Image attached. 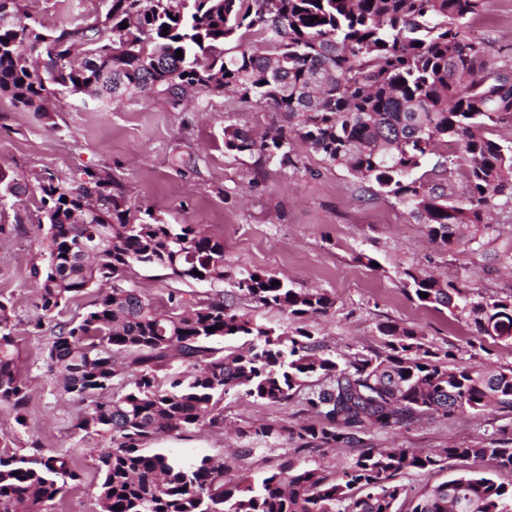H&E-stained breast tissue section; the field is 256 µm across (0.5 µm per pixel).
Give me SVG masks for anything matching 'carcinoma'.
<instances>
[{
    "instance_id": "carcinoma-1",
    "label": "carcinoma",
    "mask_w": 512,
    "mask_h": 512,
    "mask_svg": "<svg viewBox=\"0 0 512 512\" xmlns=\"http://www.w3.org/2000/svg\"><path fill=\"white\" fill-rule=\"evenodd\" d=\"M106 2L90 23L45 32L22 0H0V95L39 113L64 90L90 89L108 104L137 93L171 102L188 89L232 93L242 104L269 107L287 126L259 138L228 126L225 150L256 151L294 168L296 137L394 196L431 241L457 253L483 236L484 211L512 198V144L486 136L494 124H512V65L487 57L471 36L480 0ZM450 143L466 164L456 197L447 180L416 176ZM31 180L40 190L38 224L47 225L42 262L31 269L38 285L31 326L36 333L50 326L48 371L63 393L86 405L74 437L100 438L99 512H395L407 496L395 478L406 470L431 473L470 458L512 470L509 440L423 453L376 449L363 438L374 427L407 430L425 415L512 411V367L452 364L417 328L389 321L378 324L385 352L341 364L310 331L278 333L234 306L243 295L302 319L327 314L336 304L328 293L297 291L271 273H231L223 241L195 224L136 217L105 171H36ZM23 193L0 169V212L15 208ZM142 268L208 289L173 288L162 302L139 288ZM402 282L421 305L470 320L482 338L512 342L511 298L474 303L457 283L408 269ZM88 292L95 294L92 309L61 319ZM13 313L11 299L0 295V406L24 428L30 388L19 368ZM241 337L252 343L221 346ZM231 392L275 405L299 395L300 412L313 417L251 426L243 436L269 445L286 436L298 454L340 443L359 452L338 479L285 456L256 480L224 458L150 448L198 427L222 429ZM10 443L0 438V512H50L81 479L70 450L43 456L33 441L19 454ZM410 505L411 512H512V487L463 473L425 487Z\"/></svg>"
}]
</instances>
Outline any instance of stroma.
Instances as JSON below:
<instances>
[{"label":"stroma","instance_id":"obj_1","mask_svg":"<svg viewBox=\"0 0 512 512\" xmlns=\"http://www.w3.org/2000/svg\"><path fill=\"white\" fill-rule=\"evenodd\" d=\"M25 5L49 29L94 17L84 0H25ZM470 30L489 55L512 64V0H482ZM274 118L269 108L240 104L229 94L175 108L158 96L107 105L84 93H65L42 114L0 97V169L21 184L35 170L60 176L86 168L110 171L132 208L151 210L169 224L201 225L223 240L227 264L275 274L299 290H326L335 306L326 315L303 320L245 299L235 305L276 331H312L338 361L383 350L386 338L377 326L395 321L416 327L438 354L493 369L512 367V344L486 337L481 347H471L469 322L409 299L398 275L414 267L459 281L475 302L512 297V204L497 200L481 242L461 254L448 252L429 242L423 224L393 196L330 165L300 141L292 143L298 159L294 169H280L256 153L225 152V127L260 134ZM187 154L194 156V165L179 163V156ZM38 198L35 187L28 186L16 208L0 213V224L7 227L0 234V293L14 303L20 368L32 389L27 428H16L0 407V433H8L20 453L35 441L47 454L72 449L82 479L65 489L52 512L72 507L98 512L97 443L77 442L70 433L85 406L63 394L48 373L43 362L48 332H31L28 325L37 298L30 269L44 250L45 231L34 222ZM302 420L297 400L268 405L232 393L224 398L223 431L202 427L157 445L198 458H229L249 448L253 454L246 467L257 477L271 470L281 454L292 452L294 443L283 438L261 449L256 440L238 436L237 428ZM503 437H512V412L426 417L398 433L372 429L369 442L376 448L430 451ZM461 472L512 483V471L473 458L449 462L447 470L432 474L409 470L397 481L417 492Z\"/></svg>","mask_w":512,"mask_h":512}]
</instances>
